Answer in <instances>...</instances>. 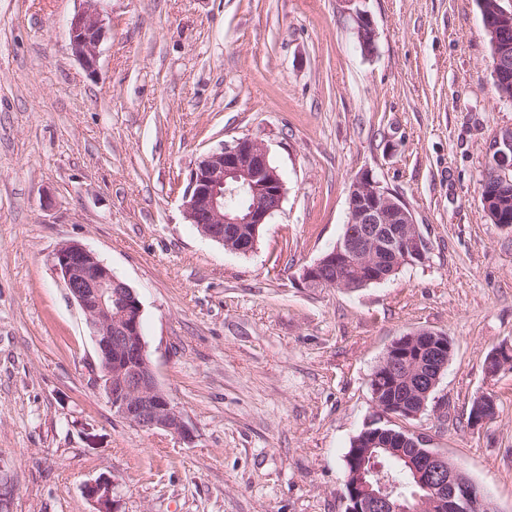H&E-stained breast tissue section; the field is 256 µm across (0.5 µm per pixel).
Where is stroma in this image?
Returning a JSON list of instances; mask_svg holds the SVG:
<instances>
[{
	"label": "stroma",
	"instance_id": "stroma-1",
	"mask_svg": "<svg viewBox=\"0 0 512 512\" xmlns=\"http://www.w3.org/2000/svg\"><path fill=\"white\" fill-rule=\"evenodd\" d=\"M80 0H0V478L13 512H344L343 459L375 415L369 382L417 328L454 354L414 426L512 512V231L481 203L488 147L512 125L476 0H103L98 70L72 56ZM242 137L286 182L252 252L182 212L191 170ZM399 194L425 263L355 290L305 287L342 237L364 170ZM82 244L137 292L157 380L185 442L116 417L85 317L52 266ZM497 413L469 424L474 397ZM354 22L353 31L361 46L362 52L366 56H371L376 50V31L374 23L367 11L355 8L351 12ZM112 477L100 476L84 486L85 497L94 505V512H117Z\"/></svg>",
	"mask_w": 512,
	"mask_h": 512
}]
</instances>
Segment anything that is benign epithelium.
Here are the masks:
<instances>
[{
  "mask_svg": "<svg viewBox=\"0 0 512 512\" xmlns=\"http://www.w3.org/2000/svg\"><path fill=\"white\" fill-rule=\"evenodd\" d=\"M82 7L67 21L72 55L89 73L98 68V48L106 33L102 0H81ZM504 0H479L483 32L491 38V69L496 81L508 83L512 70V7ZM353 31L366 56L376 50V31L367 11L351 12ZM482 184L491 190L482 197L492 223L512 228L508 198L512 195V126L498 129L489 146ZM242 194L246 205L236 211L224 208V197ZM347 223L361 224L356 233L342 237L314 263L304 267L301 281L308 288H342L341 281L324 277L326 268L351 265L366 284L385 281L405 266L426 261L429 245L414 215L401 197L384 187L374 174L359 173L347 189ZM285 181L271 164L261 141L243 137L205 154L189 175L182 197L186 221L198 232L232 253L248 254L257 243V230L281 209ZM251 225L252 236L240 225ZM52 266L69 297L78 305L96 346L97 383L114 415L143 430H162L185 441L192 440L185 417L160 387L146 355L142 334V304L137 293L116 277L97 255L79 243L58 247ZM452 345L447 334L414 329L392 341L370 379V390L379 416L404 426L375 430L367 425L355 438L354 468L345 477V512H495L487 494L444 453L423 447L420 433L408 426L421 417L448 365ZM497 372L512 367V351L500 348L489 357ZM400 382L415 384L410 401L384 408V389ZM496 400L490 393L475 398L471 426L495 416ZM381 449L406 463L414 481L425 489L417 505L408 506L397 484L362 462L372 450ZM114 482L101 476L84 486L95 512H117Z\"/></svg>",
  "mask_w": 512,
  "mask_h": 512,
  "instance_id": "7a95c632",
  "label": "benign epithelium"
}]
</instances>
